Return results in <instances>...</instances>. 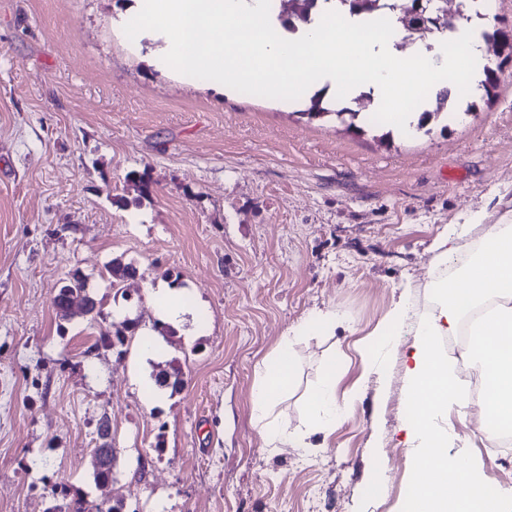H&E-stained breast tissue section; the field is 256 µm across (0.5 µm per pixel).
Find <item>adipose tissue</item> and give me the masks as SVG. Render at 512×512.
<instances>
[{
  "label": "adipose tissue",
  "mask_w": 512,
  "mask_h": 512,
  "mask_svg": "<svg viewBox=\"0 0 512 512\" xmlns=\"http://www.w3.org/2000/svg\"><path fill=\"white\" fill-rule=\"evenodd\" d=\"M471 223L485 225L482 253L467 258L458 238L436 240V264L462 263L455 284L435 277L429 282L435 308L416 325L409 354L406 397L413 410L403 430L413 450L415 479L409 490L410 512H512V492L490 496L479 464L449 456L448 430L440 418L465 414L469 397L448 358L439 348L444 336L468 332V356L482 381L481 410L489 430L485 447L501 444L512 432V224L490 222L483 212ZM293 336H282L274 353L258 365L253 394V423L264 447L311 448L309 431L289 427L276 408L295 388L300 362ZM343 359L332 354L324 363L319 386L304 399L308 415L326 432L337 421L336 373Z\"/></svg>",
  "instance_id": "ef3b65f1"
}]
</instances>
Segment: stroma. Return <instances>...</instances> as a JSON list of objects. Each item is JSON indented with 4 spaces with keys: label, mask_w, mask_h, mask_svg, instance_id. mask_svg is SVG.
I'll use <instances>...</instances> for the list:
<instances>
[{
    "label": "stroma",
    "mask_w": 512,
    "mask_h": 512,
    "mask_svg": "<svg viewBox=\"0 0 512 512\" xmlns=\"http://www.w3.org/2000/svg\"><path fill=\"white\" fill-rule=\"evenodd\" d=\"M134 0H0V512H51L65 484L120 512H408L406 354L415 334L374 326L398 298L430 314L433 242L481 210L512 220V62L493 99L430 133L347 131L305 99L218 93L156 68L162 41L119 34ZM123 257L136 279L112 287ZM103 297L108 324L137 321L124 355L52 304L72 271ZM188 309L164 319L151 290ZM333 335H304L296 389L278 410L301 425L330 352L340 421L318 450L266 448L252 423L259 362L320 310ZM159 350L134 362L139 339ZM180 365L178 393L151 375ZM110 416L114 477L91 450ZM474 412L446 419L452 456L478 460L490 490L512 465L487 454ZM385 462L381 474L371 457ZM34 459L48 470L31 468ZM385 491L364 495L372 480Z\"/></svg>",
    "instance_id": "1"
}]
</instances>
